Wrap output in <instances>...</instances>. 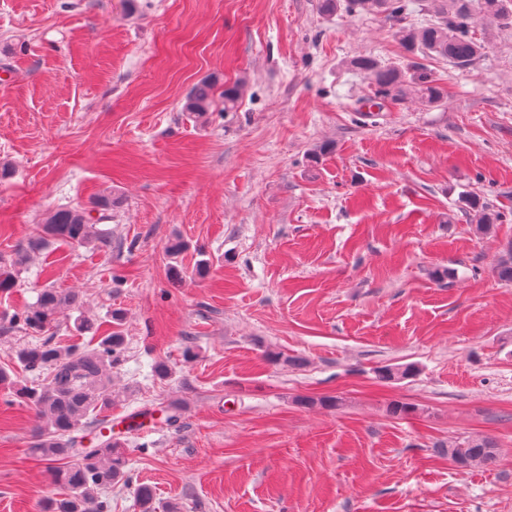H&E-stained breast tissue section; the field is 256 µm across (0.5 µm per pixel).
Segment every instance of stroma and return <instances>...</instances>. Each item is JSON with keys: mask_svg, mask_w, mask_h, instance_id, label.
I'll list each match as a JSON object with an SVG mask.
<instances>
[{"mask_svg": "<svg viewBox=\"0 0 512 512\" xmlns=\"http://www.w3.org/2000/svg\"><path fill=\"white\" fill-rule=\"evenodd\" d=\"M473 31L486 52L458 68L318 0H0V260L16 264L0 366L43 289L78 293L104 331L122 311L112 438L131 479L111 512H142V484L180 512H512V282L494 272L512 245V31ZM359 56L446 94L373 104ZM203 80L198 117L183 106ZM103 196L111 246L19 260L52 211ZM323 395L341 407L300 403ZM169 402L173 425L155 417ZM33 426L0 386V512L58 492ZM473 435L496 459L457 467L445 448ZM213 96V87L207 82L197 84L188 95L184 109L197 112L198 115L208 111Z\"/></svg>", "mask_w": 512, "mask_h": 512, "instance_id": "obj_1", "label": "stroma"}]
</instances>
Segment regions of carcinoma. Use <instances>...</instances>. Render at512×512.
Listing matches in <instances>:
<instances>
[{"instance_id": "carcinoma-1", "label": "carcinoma", "mask_w": 512, "mask_h": 512, "mask_svg": "<svg viewBox=\"0 0 512 512\" xmlns=\"http://www.w3.org/2000/svg\"><path fill=\"white\" fill-rule=\"evenodd\" d=\"M435 2L438 5L437 20L416 27L398 28L399 38L408 49L425 50L465 66L485 48L484 42L471 30L475 10L483 13L482 21L487 26L512 28V0ZM318 7L328 15L342 7L349 13H374L400 22L407 14L408 2L318 0ZM353 66L369 75L378 98L415 93L435 103L444 95V90L426 74L409 77L405 71L380 67L372 57L357 58ZM212 96V85L201 82L188 95L184 109L203 114L208 111ZM49 237L72 246L106 242L103 233L97 230L91 212L79 208L55 210L42 225L41 234L29 239L28 248L44 244ZM81 306L82 298L76 293L46 289L34 306L14 316L13 324L28 335L42 336L52 328L62 310L77 311ZM121 321V313H112V322L117 329L98 337L96 344L88 348L60 346L46 338L15 351V361L25 372L40 379L38 385L19 391L34 411L36 428L31 450L52 460L64 461L63 466L53 469L52 476L54 483L67 489V494L47 498L43 509L49 512H104L108 502L101 499L100 494L114 485L130 481L126 449L112 444L109 439H99L84 446L79 436L92 424L106 423L107 412L112 409V367L126 350L125 336L118 329ZM413 372L412 365L385 366L377 370V376L391 381ZM300 403L325 409L341 406L340 398L336 396L305 397ZM446 452L453 463L463 468L484 467L495 459L494 442L486 436L452 441Z\"/></svg>"}]
</instances>
